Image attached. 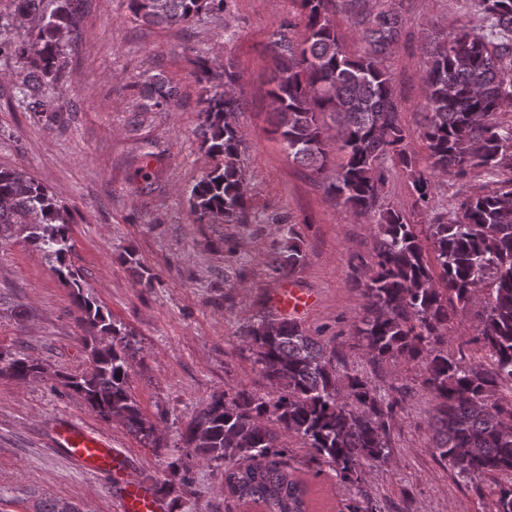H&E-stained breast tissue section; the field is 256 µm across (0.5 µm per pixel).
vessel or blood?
Segmentation results:
<instances>
[{
    "mask_svg": "<svg viewBox=\"0 0 512 512\" xmlns=\"http://www.w3.org/2000/svg\"><path fill=\"white\" fill-rule=\"evenodd\" d=\"M314 303L312 294L298 288L295 283L284 282L272 296L273 309L282 316H295L307 311ZM56 447L64 449L67 456L77 461L88 473L102 470L104 463H111L121 471L122 493L118 512H167V506L157 492L132 475L123 473V463L113 451L110 441L99 434L69 424L59 425L54 433Z\"/></svg>",
    "mask_w": 512,
    "mask_h": 512,
    "instance_id": "vessel-or-blood-1",
    "label": "vessel or blood"
}]
</instances>
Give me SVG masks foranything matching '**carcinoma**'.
<instances>
[{"instance_id": "carcinoma-1", "label": "carcinoma", "mask_w": 512, "mask_h": 512, "mask_svg": "<svg viewBox=\"0 0 512 512\" xmlns=\"http://www.w3.org/2000/svg\"><path fill=\"white\" fill-rule=\"evenodd\" d=\"M79 0H13L0 17V31L16 30L9 49L23 59L22 85L34 97L57 81L66 40L75 31ZM134 21L188 26L224 18L227 0H127ZM367 49L348 53L336 32V0H295L294 15L269 37L275 61L272 134L292 162L317 174L331 150L343 155L328 193L347 209L373 218L377 251L358 283L365 316L354 335L376 361H419L422 384L432 394V448L465 480L503 477L491 512H512V124L497 114L512 107V0H475L482 25L438 31L423 45L426 119L419 131L399 116L392 76L383 61L404 27L402 0L370 8L368 0H343ZM303 28L302 40L290 33ZM185 60L198 84V130L209 170L187 191L199 224L248 223L243 139L236 126L242 93L227 94L235 74L217 75L208 60L189 49ZM177 97L161 73L141 82L136 111L167 112ZM334 116L326 125L325 113ZM420 138L429 166L419 168L411 148ZM391 159L404 168L415 208L432 203V178L448 173L459 181L479 174L498 188L457 193L450 211L427 224L387 203ZM509 178L502 179V176ZM72 216L58 196L17 168L0 167V230L23 227L24 239L55 260L63 286L83 309L89 327L90 370L63 376L101 418L117 419L147 443L157 444L155 423L142 413L129 387L133 357L126 329L106 317L91 290L67 262ZM275 226L267 266L289 277L305 263L301 235L288 217ZM124 263L139 283L154 274L129 251ZM472 311L477 334L463 342L478 359L448 351V325L457 312ZM243 342L256 355L271 397L245 390L215 394L179 433L186 453L168 463L159 488L189 480L186 459L203 457L224 467V491L236 501L262 503L267 512H306L304 484L288 471L292 435L350 485L363 466L390 455L388 430L398 400L384 402L363 376L341 384L336 349L328 348L292 319L269 314L247 327ZM19 381L44 377L45 368L22 352L0 351V374Z\"/></svg>"}]
</instances>
